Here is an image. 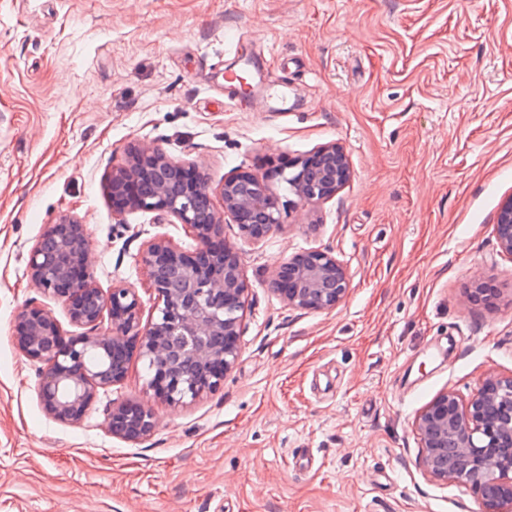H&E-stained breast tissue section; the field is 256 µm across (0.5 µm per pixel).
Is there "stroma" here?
<instances>
[{"label":"stroma","mask_w":512,"mask_h":512,"mask_svg":"<svg viewBox=\"0 0 512 512\" xmlns=\"http://www.w3.org/2000/svg\"><path fill=\"white\" fill-rule=\"evenodd\" d=\"M240 68L253 87L236 97L224 74ZM133 142L216 186L336 142L352 178L314 207L273 178L284 227L263 242L225 223L250 292L223 387L173 408L135 360L64 425L13 339L46 225L85 224L97 285L136 288L146 322L147 241L196 246L175 218L113 211L106 178ZM510 196L512 0H0V512H483L423 473L411 421L512 374V258L494 234ZM304 249L348 266L333 311L269 287ZM477 279L494 308L467 304ZM116 398L152 407L142 442L105 429Z\"/></svg>","instance_id":"obj_1"}]
</instances>
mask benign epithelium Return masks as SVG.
I'll list each match as a JSON object with an SVG mask.
<instances>
[{"instance_id":"obj_1","label":"benign epithelium","mask_w":512,"mask_h":512,"mask_svg":"<svg viewBox=\"0 0 512 512\" xmlns=\"http://www.w3.org/2000/svg\"><path fill=\"white\" fill-rule=\"evenodd\" d=\"M127 156L107 179L112 210L174 217L197 247L184 251L165 236L147 242L140 262L157 316L144 326L136 289L96 285L85 225L70 214L47 225L29 252L27 270L44 296L65 306L70 324L81 332L67 333L32 302L18 314L14 342L40 364L44 413L65 425L81 423L99 390L121 386L134 359L148 363L147 390L170 406L219 388L240 355L249 294L240 254L224 239V218L256 242L283 227L279 196L264 176L236 171L215 187L195 164L157 146L132 143ZM288 169L286 181L303 206L335 197L352 176L349 155L336 142L288 161L274 174ZM215 194L220 209L213 204ZM495 237L499 252L512 258V197L498 209ZM270 285L290 309L331 311L347 296L350 273L333 252L308 249L277 265ZM483 285L477 281L468 289L469 304L492 303L496 292ZM104 320L110 330L100 333ZM105 426L112 436L136 444L151 435L154 414L142 401L117 400ZM411 427L425 475L468 485L484 512H512V374L488 372L466 401L450 390L437 394L414 415Z\"/></svg>"}]
</instances>
